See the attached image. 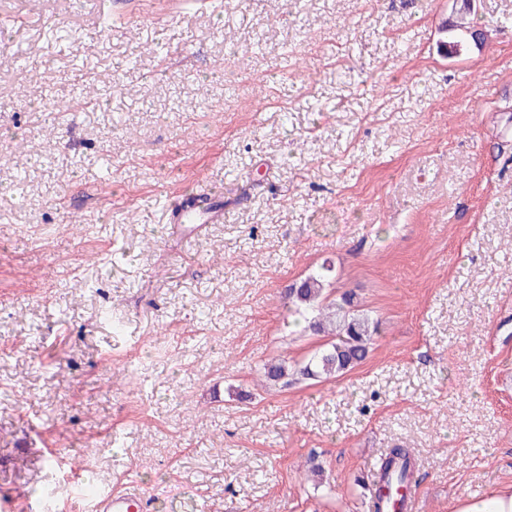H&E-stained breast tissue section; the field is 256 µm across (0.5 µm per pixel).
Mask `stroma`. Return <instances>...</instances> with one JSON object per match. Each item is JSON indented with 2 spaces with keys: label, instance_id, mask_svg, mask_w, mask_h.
<instances>
[{
  "label": "stroma",
  "instance_id": "1",
  "mask_svg": "<svg viewBox=\"0 0 512 512\" xmlns=\"http://www.w3.org/2000/svg\"><path fill=\"white\" fill-rule=\"evenodd\" d=\"M461 4L0 0V501L367 512L397 444L418 512L512 486V0L448 56ZM200 184L223 223H169ZM326 262L380 332L265 386L325 342L283 295ZM445 31L448 33V40L440 43V50L447 55L458 53L470 40L478 42L481 39V33L472 30L464 22H449ZM141 498L134 491H101L92 501L93 512H140Z\"/></svg>",
  "mask_w": 512,
  "mask_h": 512
}]
</instances>
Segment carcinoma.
Listing matches in <instances>:
<instances>
[{
  "label": "carcinoma",
  "instance_id": "obj_1",
  "mask_svg": "<svg viewBox=\"0 0 512 512\" xmlns=\"http://www.w3.org/2000/svg\"><path fill=\"white\" fill-rule=\"evenodd\" d=\"M445 31L448 40L440 43V50L447 54L457 53L469 41L481 39V33L463 22H450ZM329 272L331 266L322 264L319 270L289 287L285 299L288 300L289 310L296 316V322L304 324V330L320 335L329 328L336 338L302 363L289 365L280 359L266 362L261 368L265 382L286 386L288 377L294 374L304 379L339 376L367 358L378 324L352 308L353 293H343L338 301L326 295ZM415 472L409 449H390L377 467L378 490L371 495V512H387L391 497L398 495L400 489L415 483Z\"/></svg>",
  "mask_w": 512,
  "mask_h": 512
}]
</instances>
